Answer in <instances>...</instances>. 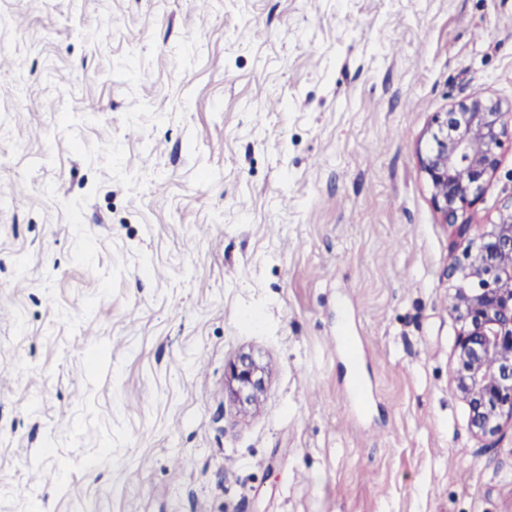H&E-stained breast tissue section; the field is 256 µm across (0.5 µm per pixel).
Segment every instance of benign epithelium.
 Masks as SVG:
<instances>
[{
  "mask_svg": "<svg viewBox=\"0 0 512 512\" xmlns=\"http://www.w3.org/2000/svg\"><path fill=\"white\" fill-rule=\"evenodd\" d=\"M501 103L480 94L436 114L433 144L419 162L432 203L448 224L469 225V212L500 165V150L512 138ZM512 197L495 220L482 224L462 244V257L448 270L454 280L448 307L460 325L454 356V391L470 411L475 436L498 434L512 424ZM491 356L499 357L488 365ZM235 395L249 401L264 388L261 369L251 358L230 366Z\"/></svg>",
  "mask_w": 512,
  "mask_h": 512,
  "instance_id": "7a95c632",
  "label": "benign epithelium"
}]
</instances>
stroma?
I'll return each mask as SVG.
<instances>
[{
	"label": "stroma",
	"instance_id": "1",
	"mask_svg": "<svg viewBox=\"0 0 512 512\" xmlns=\"http://www.w3.org/2000/svg\"><path fill=\"white\" fill-rule=\"evenodd\" d=\"M0 53V512H512L418 162L512 105V0H0ZM261 373L259 365L248 356H242L237 362L231 364L230 378L237 383L235 395L240 399L243 394H246V401L254 398L264 388V380L259 375Z\"/></svg>",
	"mask_w": 512,
	"mask_h": 512
}]
</instances>
